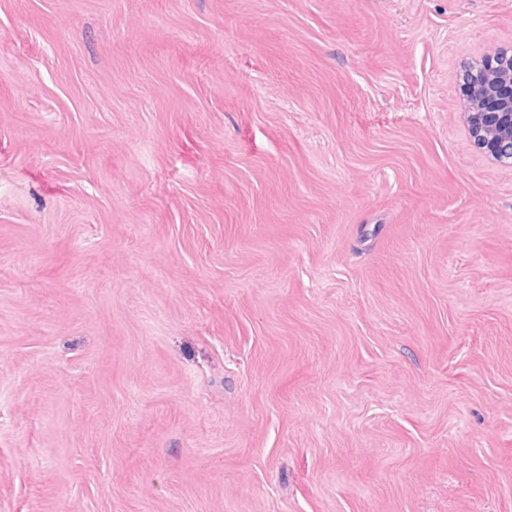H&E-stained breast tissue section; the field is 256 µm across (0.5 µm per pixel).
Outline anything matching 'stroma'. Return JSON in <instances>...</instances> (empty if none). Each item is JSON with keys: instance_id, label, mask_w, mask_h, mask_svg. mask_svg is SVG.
Masks as SVG:
<instances>
[{"instance_id": "stroma-1", "label": "stroma", "mask_w": 512, "mask_h": 512, "mask_svg": "<svg viewBox=\"0 0 512 512\" xmlns=\"http://www.w3.org/2000/svg\"><path fill=\"white\" fill-rule=\"evenodd\" d=\"M512 0H0V512H512ZM471 88L464 120L472 146L512 165V49L482 55L464 73Z\"/></svg>"}]
</instances>
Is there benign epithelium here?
Wrapping results in <instances>:
<instances>
[{"label":"benign epithelium","mask_w":512,"mask_h":512,"mask_svg":"<svg viewBox=\"0 0 512 512\" xmlns=\"http://www.w3.org/2000/svg\"><path fill=\"white\" fill-rule=\"evenodd\" d=\"M471 88L464 120L472 146L512 165V49L481 56L464 73Z\"/></svg>","instance_id":"benign-epithelium-1"}]
</instances>
